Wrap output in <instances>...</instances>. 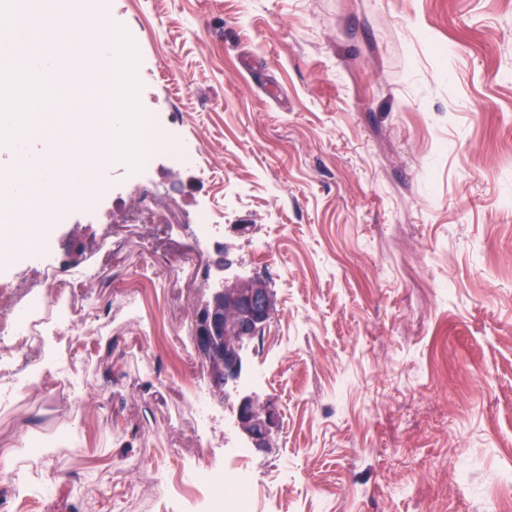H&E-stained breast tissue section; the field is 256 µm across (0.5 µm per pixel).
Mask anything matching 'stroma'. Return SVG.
<instances>
[{"label": "stroma", "mask_w": 512, "mask_h": 512, "mask_svg": "<svg viewBox=\"0 0 512 512\" xmlns=\"http://www.w3.org/2000/svg\"><path fill=\"white\" fill-rule=\"evenodd\" d=\"M68 9L128 33L140 106L193 150L104 166L102 192L46 213L53 251L0 266L6 287L86 258L99 315L69 339L97 398L79 453L43 390L0 406V448L32 442L0 512H208L179 472L240 466L254 512H512V0ZM107 96L54 88L39 122ZM144 183L184 221L143 227L113 268L100 248ZM149 241L166 264L142 265ZM224 276L262 280L273 304L240 381L279 415L263 449L195 341L194 308ZM201 397L213 421L197 427Z\"/></svg>", "instance_id": "obj_1"}]
</instances>
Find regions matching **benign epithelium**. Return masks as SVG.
I'll use <instances>...</instances> for the list:
<instances>
[{"mask_svg": "<svg viewBox=\"0 0 512 512\" xmlns=\"http://www.w3.org/2000/svg\"><path fill=\"white\" fill-rule=\"evenodd\" d=\"M272 314L268 289L256 278L224 280L201 308L198 351L212 371L214 388L223 393L239 379L244 343L263 335ZM235 424L255 448L267 447L279 419L270 402L239 390Z\"/></svg>", "mask_w": 512, "mask_h": 512, "instance_id": "1", "label": "benign epithelium"}]
</instances>
